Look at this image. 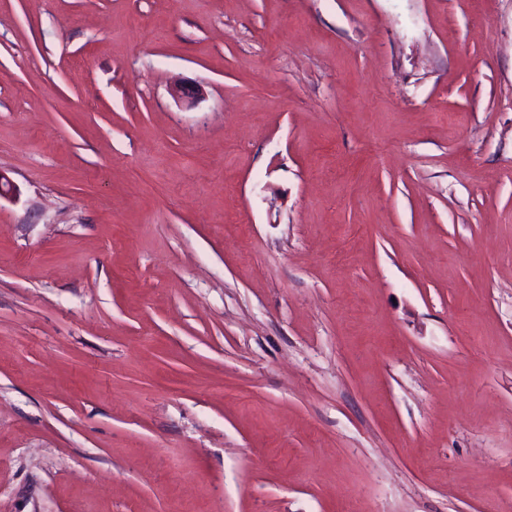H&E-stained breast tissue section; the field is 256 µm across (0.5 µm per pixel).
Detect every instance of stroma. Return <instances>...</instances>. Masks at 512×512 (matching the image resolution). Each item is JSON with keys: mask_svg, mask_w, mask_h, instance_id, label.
I'll use <instances>...</instances> for the list:
<instances>
[{"mask_svg": "<svg viewBox=\"0 0 512 512\" xmlns=\"http://www.w3.org/2000/svg\"><path fill=\"white\" fill-rule=\"evenodd\" d=\"M0 173V512H512V0H0Z\"/></svg>", "mask_w": 512, "mask_h": 512, "instance_id": "35a3bbf8", "label": "stroma"}]
</instances>
